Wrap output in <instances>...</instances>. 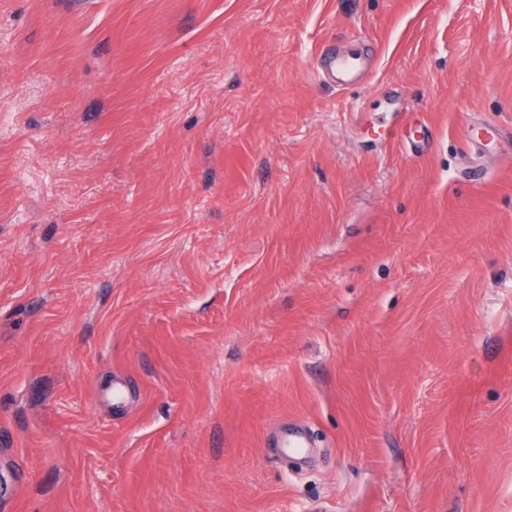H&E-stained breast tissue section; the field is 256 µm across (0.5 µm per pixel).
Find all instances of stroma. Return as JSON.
<instances>
[{"mask_svg":"<svg viewBox=\"0 0 512 512\" xmlns=\"http://www.w3.org/2000/svg\"><path fill=\"white\" fill-rule=\"evenodd\" d=\"M475 122L512 130V0H0V512H512ZM320 72L325 80L341 90H347L359 82L362 68L357 57L329 52L320 63Z\"/></svg>","mask_w":512,"mask_h":512,"instance_id":"obj_1","label":"stroma"}]
</instances>
